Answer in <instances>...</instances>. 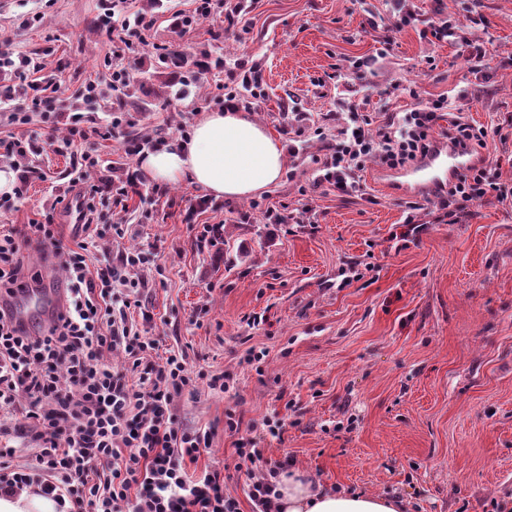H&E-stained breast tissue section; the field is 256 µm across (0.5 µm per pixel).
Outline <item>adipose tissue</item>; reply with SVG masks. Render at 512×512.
Segmentation results:
<instances>
[{"mask_svg":"<svg viewBox=\"0 0 512 512\" xmlns=\"http://www.w3.org/2000/svg\"><path fill=\"white\" fill-rule=\"evenodd\" d=\"M138 164L150 180L187 181L214 199H244L276 184L286 164L285 147L233 105L205 113L190 134L176 137ZM279 512H401L400 500L373 494L331 492L289 470L279 481Z\"/></svg>","mask_w":512,"mask_h":512,"instance_id":"1","label":"adipose tissue"}]
</instances>
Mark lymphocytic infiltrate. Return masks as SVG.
I'll return each mask as SVG.
<instances>
[{"mask_svg":"<svg viewBox=\"0 0 512 512\" xmlns=\"http://www.w3.org/2000/svg\"><path fill=\"white\" fill-rule=\"evenodd\" d=\"M448 94L419 99L383 117L349 113L328 140L316 183L342 194L363 191L368 162L390 169L415 164L430 150L440 120L448 141L475 155L500 126L467 121ZM498 167L482 160L449 180L437 194L439 208L455 224L470 205L507 199ZM35 246L66 272V305L47 325L16 327L0 308V438L17 434L35 443L26 463L15 448H0V494L24 488L52 498L69 512H240L214 469L192 477L187 462L210 448L212 434L179 421L174 401L200 387L229 392L233 377L191 366L185 351L161 350L144 324L148 288L137 274L145 258L128 251L97 266L88 245H65L55 225L0 230V293H11L29 275L22 250ZM123 355L112 366L107 353ZM259 438L240 442L247 494L257 512H278L279 477L285 462L265 460Z\"/></svg>","mask_w":512,"mask_h":512,"instance_id":"lymphocytic-infiltrate-1","label":"lymphocytic infiltrate"}]
</instances>
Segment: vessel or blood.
<instances>
[{
	"label": "vessel or blood",
	"instance_id": "b4317fda",
	"mask_svg": "<svg viewBox=\"0 0 512 512\" xmlns=\"http://www.w3.org/2000/svg\"><path fill=\"white\" fill-rule=\"evenodd\" d=\"M469 154L452 147L448 141H434L431 150L418 163L402 170L386 172L383 185L395 194L425 193L447 185L449 179L472 165ZM11 314L18 327H26L33 313L56 315L63 307L64 292L59 288L21 287L9 298Z\"/></svg>",
	"mask_w": 512,
	"mask_h": 512
}]
</instances>
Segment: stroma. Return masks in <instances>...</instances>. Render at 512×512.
<instances>
[{"label": "stroma", "mask_w": 512, "mask_h": 512, "mask_svg": "<svg viewBox=\"0 0 512 512\" xmlns=\"http://www.w3.org/2000/svg\"><path fill=\"white\" fill-rule=\"evenodd\" d=\"M193 0H0V49L40 66V77L64 97L56 111H30L34 95L10 69L0 70V138L32 140L26 155L0 149V166L23 184L0 225L52 222L66 244L83 238L63 224L74 178L136 191L98 205L104 224H124V237L100 240L91 259L128 250L148 261L146 328L191 365L229 372L236 384L202 390L175 403L183 423L210 428L207 452L189 464L198 475L224 471V490L252 512L236 470L243 423L284 418L281 438H266L265 458L289 460L320 486L397 498L405 512H512V197L476 203L458 224L437 222V201L388 195L369 164L367 196L314 186L326 116L398 112L415 97L465 94L467 117L501 125L483 157L498 162L512 187V0H246L228 18L214 5L207 19L183 26ZM143 13L152 25L134 50L111 41L104 22ZM452 19L482 45V79L460 49L419 32ZM210 46L234 63L237 76L260 72L267 96L252 117L286 147L280 181L241 200L207 198L190 182L139 176L126 136L164 129L190 133L217 111L225 90L211 76L185 85L157 68V49ZM363 77L337 82L353 62ZM131 79L155 73L138 96L147 111L123 113L113 125V64ZM97 82L95 98L83 88ZM29 110L14 125L9 113ZM83 113L87 142L66 147L74 113ZM93 153L96 166L82 156ZM310 208L309 222L295 213ZM415 212L425 228L405 235ZM288 215L284 224L272 215ZM219 224L215 244L199 247L203 225ZM264 315L251 325L253 314ZM266 350L261 369L249 350Z\"/></svg>", "instance_id": "35a3bbf8"}]
</instances>
